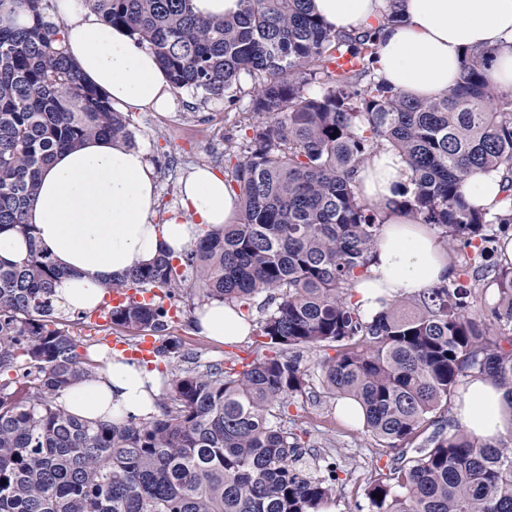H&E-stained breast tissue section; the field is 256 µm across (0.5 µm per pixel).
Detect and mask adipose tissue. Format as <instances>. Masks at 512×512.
Masks as SVG:
<instances>
[{
    "label": "adipose tissue",
    "mask_w": 512,
    "mask_h": 512,
    "mask_svg": "<svg viewBox=\"0 0 512 512\" xmlns=\"http://www.w3.org/2000/svg\"><path fill=\"white\" fill-rule=\"evenodd\" d=\"M383 0H314L322 20L335 31L354 28L377 33L378 76L406 95L430 100L455 84L466 54L484 49L486 69L497 88H512V0H396L402 23L384 24ZM63 21V43L83 80L105 92L113 108L169 112L176 108L168 72L129 31L106 24L90 0H53ZM405 158L391 149L376 151L358 170L360 196L383 204L408 185ZM155 171L143 150L121 140L91 138L55 154L43 169L25 215L33 237L0 233V261L27 259L37 242L62 269L56 284L61 311L92 309L108 286L162 255L180 254L200 229L235 223L238 199L224 179L199 167L182 180L179 206L162 224ZM450 263L442 240L427 225L386 212L375 257L355 283L357 304L368 315L398 295H417L448 280ZM198 333L217 342H237L251 325L236 307L217 301L198 313ZM160 383L136 363L108 362L97 377L64 390L59 403L89 421L119 423L147 418L156 410ZM453 422L480 441L512 434V412L504 392L475 377L464 386Z\"/></svg>",
    "instance_id": "adipose-tissue-1"
}]
</instances>
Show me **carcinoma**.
Returning a JSON list of instances; mask_svg holds the SVG:
<instances>
[{"label":"carcinoma","mask_w":512,"mask_h":512,"mask_svg":"<svg viewBox=\"0 0 512 512\" xmlns=\"http://www.w3.org/2000/svg\"><path fill=\"white\" fill-rule=\"evenodd\" d=\"M13 2L30 23L0 21V233L30 236L25 212L56 152L134 135L68 61L52 0ZM91 2L155 53L177 91L233 105L231 90L253 83L250 136L226 139L228 154L244 153L226 182L240 213L180 260L163 256L109 288L162 289L108 311L133 338L153 336L156 357L181 361L161 414L147 419L91 424L58 404L102 362L78 352L57 313L63 272L47 250L34 243L23 263L0 262V512H326L336 475L298 468L287 426L288 400L308 387L293 350L311 347L334 351L322 384L357 400L367 431L393 451L368 481L369 512H512L511 445L439 420L427 448L407 451L463 377L493 380L512 405V264L494 260L512 227V95L488 82L487 53L466 55L450 92L419 100L377 77L374 32L331 30L313 0H240L222 21L196 15L192 0ZM344 49L359 68L336 71ZM383 147L411 170L410 187L384 206L362 201L355 183ZM490 171L503 172V205H468L465 179ZM390 209L470 250L474 281L495 286L487 312L452 282L362 313L352 287ZM186 287L240 308L265 294L252 360L202 364L168 336L163 299Z\"/></svg>","instance_id":"1"}]
</instances>
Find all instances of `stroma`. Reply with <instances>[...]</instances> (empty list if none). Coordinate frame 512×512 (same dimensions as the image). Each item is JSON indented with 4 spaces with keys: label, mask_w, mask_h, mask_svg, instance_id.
<instances>
[{
    "label": "stroma",
    "mask_w": 512,
    "mask_h": 512,
    "mask_svg": "<svg viewBox=\"0 0 512 512\" xmlns=\"http://www.w3.org/2000/svg\"><path fill=\"white\" fill-rule=\"evenodd\" d=\"M177 107L170 112H131L136 145L153 166L157 178L155 223H163L179 199L182 179L194 168L208 167L230 176L234 163L225 152L224 138L243 137L247 98L234 107L221 100L202 101L200 95L183 90L176 95ZM196 296L177 301L171 334L185 347L198 351L202 361L227 362L229 356L254 350L253 338L225 344L200 336L193 326L199 309ZM301 365L310 379V397L288 407L289 426L303 447L302 467L316 477L325 476L326 463L336 466V494L330 512H367L366 484L377 467L383 466L377 441L363 423L353 422L337 410L338 399L321 383L319 349L301 350Z\"/></svg>",
    "instance_id": "obj_1"
}]
</instances>
